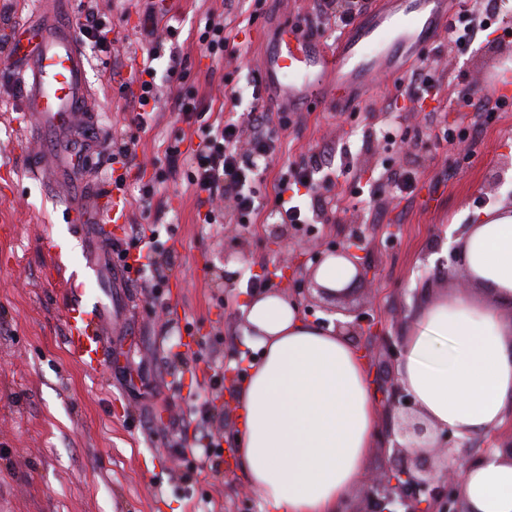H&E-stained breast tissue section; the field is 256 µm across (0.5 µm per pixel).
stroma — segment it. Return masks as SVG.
<instances>
[{
  "label": "stroma",
  "mask_w": 512,
  "mask_h": 512,
  "mask_svg": "<svg viewBox=\"0 0 512 512\" xmlns=\"http://www.w3.org/2000/svg\"><path fill=\"white\" fill-rule=\"evenodd\" d=\"M149 4L55 0L71 22L91 12L112 30L108 51L80 43L93 88L86 130L102 143L92 158L93 174L107 186L124 176L129 209L128 223L115 227L106 253L118 266L123 253H138L135 224L157 225L161 243L155 255L160 282L127 276L112 324V359L95 371L79 366L67 350L70 295L64 281L50 279L43 242L71 240L72 234L56 189L26 156L36 134L15 122L22 89L0 73V512H260L242 470L228 468L236 418L224 402L237 390L212 387L211 378L234 367L243 340L241 307L251 292L240 286L241 273L273 265L278 256L264 234L248 236L243 245L225 236V225L235 221L229 203L221 205L223 223H203L186 168L158 185L150 211L141 207L140 188L166 167L169 146L187 150L202 136L198 125L173 111L175 92H195L212 118L227 117L229 89L260 78L273 27L301 23L314 15L317 2L240 0L234 12L226 0H171L169 16L148 33ZM257 9L261 17L244 24ZM210 17L227 21L235 56L213 58L203 50L199 28ZM157 43L177 50L181 65L173 74L159 70V107L137 133L129 124L137 70ZM435 43L440 51L429 54V64L443 73L463 70L476 96L512 81V38L478 51L449 45L443 32ZM397 81L378 76L365 104H313L293 113L288 125L274 126L278 149L256 184L262 198L272 199L283 168L309 160L327 143L350 147L341 172L317 188L319 195L338 198L340 207L321 215L304 250L338 246L347 225H363L361 256L374 276L371 307L393 335L404 334L416 290L454 287L458 275L448 241L480 215L512 202V180H493L502 159L512 157V106L480 122L446 88L417 110L397 99ZM393 100L409 128L475 123L479 132L462 150L390 144L379 129ZM129 137L135 140L131 165L113 163V143ZM407 167L417 171L415 189L399 197L387 176ZM364 186L370 194L355 198ZM237 247L243 259L224 264L225 250ZM204 428L222 455L197 451Z\"/></svg>",
  "instance_id": "stroma-1"
}]
</instances>
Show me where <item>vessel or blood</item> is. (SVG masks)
I'll return each mask as SVG.
<instances>
[{
	"label": "vessel or blood",
	"mask_w": 512,
	"mask_h": 512,
	"mask_svg": "<svg viewBox=\"0 0 512 512\" xmlns=\"http://www.w3.org/2000/svg\"><path fill=\"white\" fill-rule=\"evenodd\" d=\"M456 0H393L379 4L368 19H358L326 49L309 37L282 30L272 54L263 56L261 69L272 96L288 111L351 98L367 87L377 71L396 70L400 61L414 58L452 17ZM0 69L16 73L22 96L20 123L36 120L43 135V154L58 169L79 172L86 164L68 146L67 133L89 98L86 62L70 25L43 13L14 31ZM93 193L88 204L68 207L67 221L80 234L97 224H124L128 207L120 198L111 206ZM50 265L58 278L72 285L66 311L68 352L79 365L96 369L110 356L112 291L121 277L102 261L96 246H89L81 270L69 267L59 252Z\"/></svg>",
	"instance_id": "obj_1"
}]
</instances>
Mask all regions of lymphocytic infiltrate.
Listing matches in <instances>:
<instances>
[{"label": "lymphocytic infiltrate", "instance_id": "obj_1", "mask_svg": "<svg viewBox=\"0 0 512 512\" xmlns=\"http://www.w3.org/2000/svg\"><path fill=\"white\" fill-rule=\"evenodd\" d=\"M368 6V0H322L318 13L306 22L309 35L339 33L350 26ZM504 27L499 0H462L448 23V41L458 47L477 44L481 33L498 32ZM160 48H151L147 61L139 71L137 113L132 120L136 130H144L151 116L149 106L157 99L155 60ZM229 101L235 116L207 124L196 148L183 151L169 147L170 164L184 163L198 203L211 204L216 199L232 202L236 221L253 223L263 210H271L278 223L310 224L329 206L328 198L317 196V181L328 178L333 167L332 148L311 155L303 164L287 167L274 187L272 203H265L254 184L260 170L276 151L271 134L270 115L264 108V90L260 82L234 90Z\"/></svg>", "mask_w": 512, "mask_h": 512}]
</instances>
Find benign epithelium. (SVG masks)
<instances>
[{"label": "benign epithelium", "mask_w": 512, "mask_h": 512, "mask_svg": "<svg viewBox=\"0 0 512 512\" xmlns=\"http://www.w3.org/2000/svg\"><path fill=\"white\" fill-rule=\"evenodd\" d=\"M363 237L362 226L350 225L343 244L309 256L310 267L305 275L287 278L284 273L290 266L282 264L270 270L271 283L296 284L291 289V299L306 310L313 307L316 298L325 300L324 311L347 317L345 321L334 319L336 331L364 332L366 354L378 349L388 361L396 363L403 350L399 337L391 336L379 327L378 317L374 314L348 306L349 298L362 280L361 270H356L351 282L336 293L318 286L313 279L316 269L327 256L353 259V248ZM377 384L381 403L388 413L379 444L385 470L370 487L362 512H463L458 481L448 470L438 472L439 463L455 456L457 439L447 431L436 434L419 420L412 413L411 398L388 375H378Z\"/></svg>", "instance_id": "benign-epithelium-1"}]
</instances>
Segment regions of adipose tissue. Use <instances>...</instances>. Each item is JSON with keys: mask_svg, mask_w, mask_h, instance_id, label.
<instances>
[{"mask_svg": "<svg viewBox=\"0 0 512 512\" xmlns=\"http://www.w3.org/2000/svg\"><path fill=\"white\" fill-rule=\"evenodd\" d=\"M471 290L427 294L409 324L399 384L419 415L459 439L512 414V209L456 239ZM249 363L236 395L237 451L263 512H352L381 431L363 356L277 292L245 308ZM465 512H512V460L493 450L461 471Z\"/></svg>", "mask_w": 512, "mask_h": 512, "instance_id": "obj_1", "label": "adipose tissue"}]
</instances>
